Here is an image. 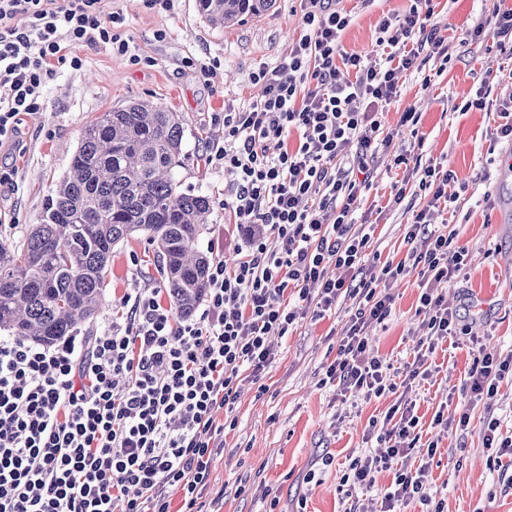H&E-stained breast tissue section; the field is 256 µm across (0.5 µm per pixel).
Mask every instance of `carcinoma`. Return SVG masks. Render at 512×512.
Instances as JSON below:
<instances>
[{
  "mask_svg": "<svg viewBox=\"0 0 512 512\" xmlns=\"http://www.w3.org/2000/svg\"><path fill=\"white\" fill-rule=\"evenodd\" d=\"M198 2L220 25L275 5ZM183 136L178 113L147 100L103 112L85 127L41 223L17 241H0V332L45 345L74 335L105 305L113 249L140 235L163 254L165 288L178 314L197 309L208 287L210 260L199 241L210 200L181 191L173 176Z\"/></svg>",
  "mask_w": 512,
  "mask_h": 512,
  "instance_id": "cac0c4a2",
  "label": "carcinoma"
}]
</instances>
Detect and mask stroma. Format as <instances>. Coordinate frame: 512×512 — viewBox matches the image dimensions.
<instances>
[{
	"label": "stroma",
	"mask_w": 512,
	"mask_h": 512,
	"mask_svg": "<svg viewBox=\"0 0 512 512\" xmlns=\"http://www.w3.org/2000/svg\"><path fill=\"white\" fill-rule=\"evenodd\" d=\"M340 6L352 17L342 37L345 50L372 64L379 60L380 18L404 15L410 2L341 0ZM112 7L123 11L130 48L140 62L132 64L102 46H84L78 50L81 69H58L46 87L44 111L22 126L19 188L0 199V209L12 212L15 221L0 223V238L19 239L39 223L44 199L66 173L90 120L128 102L149 100L182 119L183 153L175 175L183 191L211 200L201 248L209 249L212 259L233 264L237 236L224 212V188L232 176L207 161L210 148L224 141V128L213 116L225 104L238 106L259 94L253 72L275 65L303 33L299 2L277 0L268 13L231 27L212 26L198 0H175L168 12L147 10L140 0H112ZM498 8H512V0H435L429 25L443 37L446 53L427 57L421 70L399 74L400 98L382 118L393 139L387 153L373 162L370 187L353 215L371 236L363 275H380L386 263L406 256L408 226L428 201L409 170L392 167V156L404 153L410 162H432L454 172L450 190L457 199L449 210L434 213L432 228L455 233L457 245L468 250L465 269L441 290L449 308L463 317L460 330L428 355L429 377L402 387L427 314L419 308L417 275L391 281V313L367 328L366 335L397 389L371 399L344 395L328 381L326 369L357 304L338 300L317 318L315 303H307V318L276 340L275 358L261 379L243 384L232 412L218 413V422L225 425L224 447L197 501L200 512H344L353 504L380 512L393 470L376 469L371 483L362 485L349 481V464L376 453L377 433L370 425L400 402L415 407L420 445L433 443L437 450L430 459L414 454L404 462L410 470L428 464L430 502L414 498L398 504L397 512H430L435 502L444 512H512V460L497 457L483 442L492 420L499 436H512V381L502 382L490 403L465 388L473 346L496 356L512 354V168L504 161L512 143L493 138L501 123L500 101L512 92V43L491 35L469 36ZM159 31L164 40L156 39ZM426 75L431 85L425 89ZM479 91L485 107L465 110V102ZM407 108L420 114L417 130L398 126ZM400 182L407 185L405 198L390 205ZM162 263L145 238L118 245L106 305L81 326V335L110 325L122 312L129 288L162 287ZM442 409L468 414L467 429L436 426L433 419Z\"/></svg>",
	"instance_id": "stroma-1"
}]
</instances>
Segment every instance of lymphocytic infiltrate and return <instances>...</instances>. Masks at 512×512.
Instances as JSON below:
<instances>
[{"instance_id": "f902f5d3", "label": "lymphocytic infiltrate", "mask_w": 512, "mask_h": 512, "mask_svg": "<svg viewBox=\"0 0 512 512\" xmlns=\"http://www.w3.org/2000/svg\"><path fill=\"white\" fill-rule=\"evenodd\" d=\"M300 10L304 34L253 75L260 97L224 107V143L209 159L235 175L224 208L234 217L237 260L212 264L196 311L175 317L158 289L136 287L126 312L92 335L52 347L0 337V512H170L172 486L194 507L222 432L217 413L232 409L243 373L259 377L274 358L272 338L299 317L290 292L325 311L340 297L359 299L326 374L344 393L386 391L384 363L364 331L389 316L393 297L351 280L370 241L352 214L382 146L379 111L398 96L397 73L416 67L424 49L442 53L443 41L427 28L433 0H413L404 17L382 18L385 63L367 66L343 47L350 16L336 0H300ZM124 24L109 0H0V189L16 187L20 126L44 110L57 69H81L82 46L128 55ZM451 179L424 168L419 187L431 198L406 240L423 238L425 248L382 270L419 273V303L431 313L427 352L459 325L436 290L463 269L466 250L429 230L431 209L454 200ZM331 266L344 276H328ZM511 375L512 355H478L466 386L491 400ZM417 425L411 409L388 412L384 450L352 461L355 481L408 457ZM428 481L425 464L397 473L383 512L426 498Z\"/></svg>"}]
</instances>
